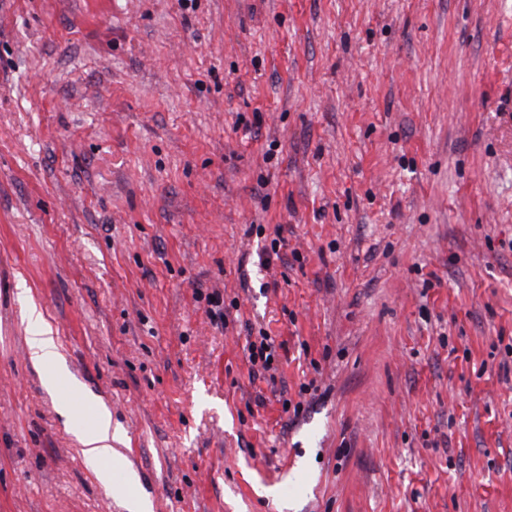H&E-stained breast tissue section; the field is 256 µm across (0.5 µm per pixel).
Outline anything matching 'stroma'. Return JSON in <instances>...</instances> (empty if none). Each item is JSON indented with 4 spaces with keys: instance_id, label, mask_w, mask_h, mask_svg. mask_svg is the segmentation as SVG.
I'll list each match as a JSON object with an SVG mask.
<instances>
[{
    "instance_id": "obj_1",
    "label": "stroma",
    "mask_w": 512,
    "mask_h": 512,
    "mask_svg": "<svg viewBox=\"0 0 512 512\" xmlns=\"http://www.w3.org/2000/svg\"><path fill=\"white\" fill-rule=\"evenodd\" d=\"M510 345L512 0H0V512H512ZM35 310L30 312V319L34 332L29 337L28 348L32 360L37 362H52L57 358V349L54 337L51 336V329L43 324L39 315H35ZM245 329L248 332L247 350L252 378H261L274 386L276 383L275 372L278 369L274 365L276 361L275 340L261 328L258 331L259 336L252 341L250 338L253 328L246 324ZM91 410L94 418L93 424L79 437L83 452L97 459L116 463L122 458V453L118 449L112 448V440L119 443H124V441L117 433L112 435V420L109 413L104 410L99 411L95 407H92Z\"/></svg>"
}]
</instances>
